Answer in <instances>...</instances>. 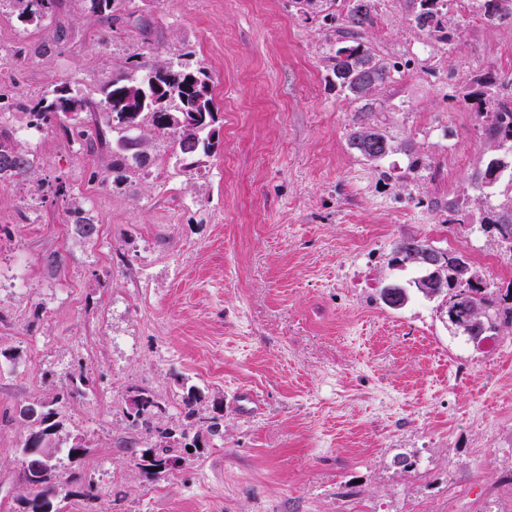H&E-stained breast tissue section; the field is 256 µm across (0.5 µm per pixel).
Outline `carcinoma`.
<instances>
[{
    "instance_id": "1",
    "label": "carcinoma",
    "mask_w": 512,
    "mask_h": 512,
    "mask_svg": "<svg viewBox=\"0 0 512 512\" xmlns=\"http://www.w3.org/2000/svg\"><path fill=\"white\" fill-rule=\"evenodd\" d=\"M24 2L26 5L22 15L26 18L41 19L56 7V0ZM326 3L342 8L339 14H326L330 20L339 22L336 41L328 56L329 71L336 89L359 104L360 123L350 131L348 145L362 160L379 162L393 150V144L385 129L372 120L374 112L378 110L374 95L362 94L360 87L367 84L375 92L393 81L406 65L379 57L363 41L365 27L374 22L375 0H326ZM414 5L411 21L417 24L422 17L431 19L426 31L441 32L444 42L450 43L452 37L445 33V24L448 23L451 0H414ZM477 5L478 12L492 24L512 16V0H477ZM508 86L512 87V76L480 78L463 95L464 103L476 112L482 133L488 139L499 141L500 146V154L492 157L483 169L473 175V188L482 194L501 185L504 187L503 193L512 196V175L504 177L506 170H512V94L495 93V90ZM135 88L143 92L145 102L139 111L131 112L128 94ZM68 98L79 102V111L90 109L88 101L65 87L54 90L49 97L25 98L19 103V108L28 112L33 123L41 128L49 129L57 123L64 132L76 134L83 146L104 142L105 136L98 129L93 133L87 129L72 130L60 123V120L70 117V111L61 104L62 100ZM100 106L108 113L112 130L119 134L112 150L115 181L132 168L142 165L138 151L126 148L125 143H146V132L143 130L146 125L156 133L172 136V144L189 170L199 165L200 156H209L214 151L212 126L219 107L207 75L184 63L179 66L158 64L144 70L133 67L113 74L104 89ZM34 165L33 155L17 149L7 133H0V179L23 178L34 171ZM70 214L84 237L96 235L97 225L81 207L73 206ZM480 226L484 232L494 235L512 250V204L506 211L489 208ZM414 250L426 252L434 250V247L416 239H401L393 248L395 260L412 262L411 252ZM417 268L422 275L413 280L415 290L429 299L432 292L439 293L442 303L438 309L446 316L448 329L474 342L495 336L505 327L512 330V288L503 290L484 286L476 278L470 264L451 252L437 266L419 264ZM409 298L405 288H385L381 291L383 303L392 309L402 308ZM85 386L84 375L73 376L61 393L50 400L34 403L37 416L20 418L27 429L21 447L49 448L52 455V462L48 465L39 463L34 456L30 457L29 469L23 472L30 490L29 496L22 500L23 512H54L52 497L57 493L56 487L70 483L60 470V453L65 450L67 456L75 457L79 455V445L73 444L64 450L58 447L56 437L63 427L59 420L58 404L65 398L82 395ZM134 401L137 410L129 414L133 424L149 435L154 432L160 437L171 435L166 429L153 430V418L165 411L162 401L147 390L137 391Z\"/></svg>"
}]
</instances>
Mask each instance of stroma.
I'll return each mask as SVG.
<instances>
[{"label": "stroma", "mask_w": 512, "mask_h": 512, "mask_svg": "<svg viewBox=\"0 0 512 512\" xmlns=\"http://www.w3.org/2000/svg\"><path fill=\"white\" fill-rule=\"evenodd\" d=\"M57 4L36 20L0 0V128L36 159L0 182V350L20 354L0 369V512L28 495L20 406L79 373L58 444L87 452L63 462L58 512H512V331L477 344L438 300L379 298L418 274L393 260L404 238L512 285V254L479 229L503 197L470 185L494 151L462 101L473 78L512 73V24L457 11L446 45L413 26L412 0H376L364 40L409 68L377 93L394 150L368 164L347 145L358 105L329 82L324 0H122L115 23L89 0ZM183 61L219 106L197 169L155 136L115 184L111 143L19 134L17 100L65 85L96 104L113 72ZM411 149L429 168L408 179ZM462 198L466 223H449ZM192 386L198 448L146 474L140 451L159 440L133 427V390L177 429Z\"/></svg>", "instance_id": "35a3bbf8"}]
</instances>
